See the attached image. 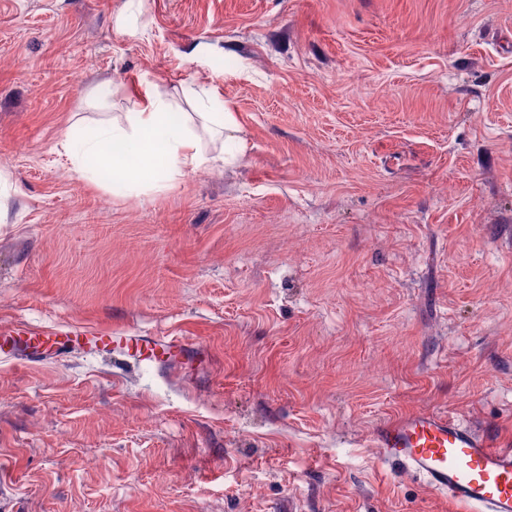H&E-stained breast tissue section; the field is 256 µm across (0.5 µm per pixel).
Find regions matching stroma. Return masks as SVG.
Here are the masks:
<instances>
[{
  "label": "stroma",
  "mask_w": 512,
  "mask_h": 512,
  "mask_svg": "<svg viewBox=\"0 0 512 512\" xmlns=\"http://www.w3.org/2000/svg\"><path fill=\"white\" fill-rule=\"evenodd\" d=\"M188 83L240 161L77 173ZM64 325L200 351L0 357V512H457L372 432L512 443V0H0V330Z\"/></svg>",
  "instance_id": "obj_1"
}]
</instances>
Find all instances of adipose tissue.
I'll return each instance as SVG.
<instances>
[{"label": "adipose tissue", "mask_w": 512, "mask_h": 512, "mask_svg": "<svg viewBox=\"0 0 512 512\" xmlns=\"http://www.w3.org/2000/svg\"><path fill=\"white\" fill-rule=\"evenodd\" d=\"M189 111L154 91L144 93L139 111L126 125H113L76 143L72 155L79 172L111 179L118 190L162 187L175 177L212 164L200 147L202 135L232 139L239 126L232 113L215 111L205 90L182 87Z\"/></svg>", "instance_id": "1"}]
</instances>
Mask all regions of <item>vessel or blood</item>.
<instances>
[{
  "instance_id": "b4317fda",
  "label": "vessel or blood",
  "mask_w": 512,
  "mask_h": 512,
  "mask_svg": "<svg viewBox=\"0 0 512 512\" xmlns=\"http://www.w3.org/2000/svg\"><path fill=\"white\" fill-rule=\"evenodd\" d=\"M24 334L30 362L49 352L64 355L69 344L85 338L99 351L132 350L176 366L195 355L176 336L89 337L70 326L54 332L28 328ZM372 443L384 460L402 465L467 512H512V448L493 443L449 415L414 412L383 420L373 430Z\"/></svg>"
}]
</instances>
